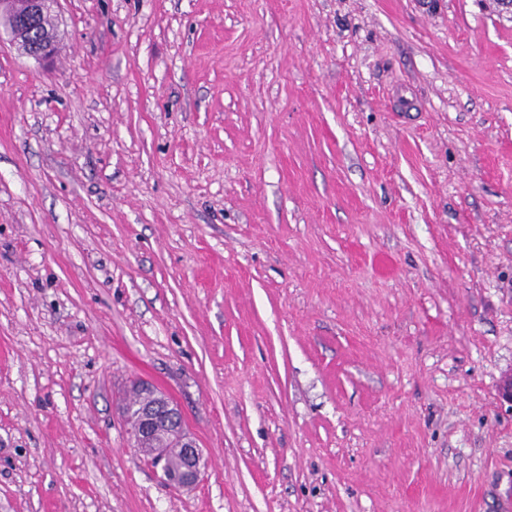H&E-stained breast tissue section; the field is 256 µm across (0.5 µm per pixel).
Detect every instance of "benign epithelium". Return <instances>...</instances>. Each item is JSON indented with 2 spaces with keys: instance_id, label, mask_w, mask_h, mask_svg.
Segmentation results:
<instances>
[{
  "instance_id": "7a95c632",
  "label": "benign epithelium",
  "mask_w": 512,
  "mask_h": 512,
  "mask_svg": "<svg viewBox=\"0 0 512 512\" xmlns=\"http://www.w3.org/2000/svg\"><path fill=\"white\" fill-rule=\"evenodd\" d=\"M57 2L23 0L18 3L16 0H0V17L5 14L11 16L7 33L24 55L38 61H47L55 54L56 31H47L40 47H30L29 36L41 24L44 16L55 10ZM129 412L135 413V418L129 419L134 450L155 462L168 483L187 489L195 486L202 471V453L194 437L185 428L182 416L173 410L170 401L155 393L141 408H131ZM167 437L183 449L182 461L175 469L166 466L164 449L147 450L142 447V443L148 439L161 440Z\"/></svg>"
}]
</instances>
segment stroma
Masks as SVG:
<instances>
[{"label":"stroma","instance_id":"1","mask_svg":"<svg viewBox=\"0 0 512 512\" xmlns=\"http://www.w3.org/2000/svg\"><path fill=\"white\" fill-rule=\"evenodd\" d=\"M0 35V512H507L512 14L59 0ZM203 452L134 451L137 381ZM57 2L58 0H0V17L2 19L5 14L11 16L7 33L24 55L38 61H47L55 54L56 29L48 30L44 34L42 46H34L32 51L30 50L29 36L41 24L47 13L54 12Z\"/></svg>","mask_w":512,"mask_h":512}]
</instances>
